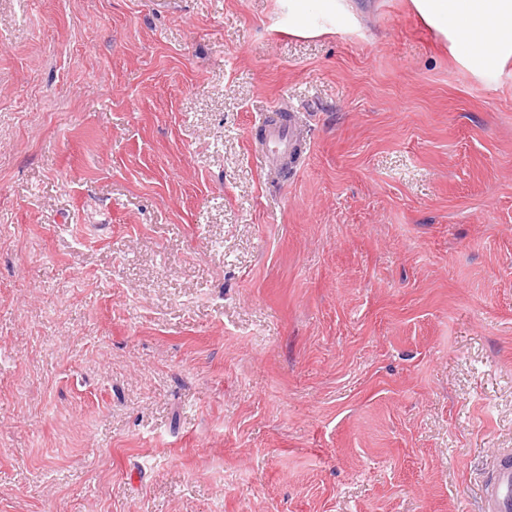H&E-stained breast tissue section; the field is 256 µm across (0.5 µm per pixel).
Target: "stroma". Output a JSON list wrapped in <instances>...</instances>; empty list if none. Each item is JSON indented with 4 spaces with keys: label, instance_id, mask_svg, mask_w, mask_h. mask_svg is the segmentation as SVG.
Wrapping results in <instances>:
<instances>
[{
    "label": "stroma",
    "instance_id": "stroma-1",
    "mask_svg": "<svg viewBox=\"0 0 512 512\" xmlns=\"http://www.w3.org/2000/svg\"><path fill=\"white\" fill-rule=\"evenodd\" d=\"M347 5L0 0V512H483L512 75ZM273 116L265 115L263 124L265 138L258 154L266 167L283 164L290 160L296 150V138L292 120L293 113L288 114V122L273 121Z\"/></svg>",
    "mask_w": 512,
    "mask_h": 512
}]
</instances>
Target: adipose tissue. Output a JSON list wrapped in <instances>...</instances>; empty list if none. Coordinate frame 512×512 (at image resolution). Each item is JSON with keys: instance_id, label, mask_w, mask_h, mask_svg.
<instances>
[{"instance_id": "1", "label": "adipose tissue", "mask_w": 512, "mask_h": 512, "mask_svg": "<svg viewBox=\"0 0 512 512\" xmlns=\"http://www.w3.org/2000/svg\"><path fill=\"white\" fill-rule=\"evenodd\" d=\"M412 6L476 81L493 82L512 66V0H412Z\"/></svg>"}]
</instances>
